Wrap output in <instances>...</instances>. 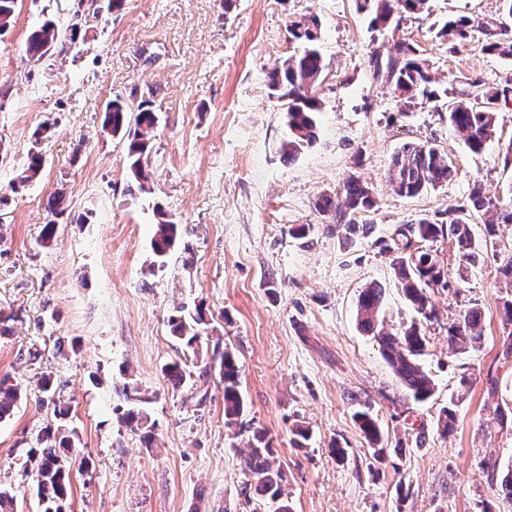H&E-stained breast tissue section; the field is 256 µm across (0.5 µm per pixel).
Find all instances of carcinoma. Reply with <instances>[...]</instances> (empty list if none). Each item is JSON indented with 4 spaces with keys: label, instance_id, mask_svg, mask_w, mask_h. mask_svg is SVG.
Here are the masks:
<instances>
[{
    "label": "carcinoma",
    "instance_id": "carcinoma-1",
    "mask_svg": "<svg viewBox=\"0 0 512 512\" xmlns=\"http://www.w3.org/2000/svg\"><path fill=\"white\" fill-rule=\"evenodd\" d=\"M119 0H79V6L94 18L105 11H112ZM361 8L373 7L372 24L375 28L399 26L404 14L422 12L427 9L428 0H359ZM17 0H0V35L6 33L14 21ZM475 21L461 17L448 22L443 31L457 39L467 38L468 31ZM321 23L317 16L308 15L292 19L288 24L289 41L296 50L288 57L278 61L268 72V87L273 97L284 101L283 111L290 136L283 143V156L294 158L300 150L311 145L317 136V116L321 112V100L318 89L324 80L327 65L319 49ZM77 36L73 28L59 29L53 20L46 21L33 32L27 42V52L33 58L42 59L56 45H65V41L75 42ZM481 50L488 54L512 57V42L497 37L494 32L486 34ZM374 73L385 78L393 88L399 103L408 107L419 98L435 101L440 98L432 89L433 78L425 60L418 50L410 44L397 45L396 52L382 57L375 52L370 58ZM512 89L508 86L485 87L474 85L468 98L452 101L446 106L448 124L458 140L471 152H481L486 142L494 135L498 105L508 102ZM157 118L147 105L141 101L135 103L121 99L108 103L105 112V124L112 129V135L127 137L125 142L129 170L145 190L149 176L146 170L147 154L151 132ZM44 157L40 152H31L27 163L18 177L17 184L25 185L40 173ZM455 175V166L450 155L429 142H406L391 157L388 169L389 181L394 191L403 197H416L424 191L439 187ZM341 200L323 195L316 202V210L325 216L329 223L348 233L361 230L368 232L370 225L358 223L357 217L371 213L375 206V197L361 177L350 174L339 193ZM474 212L496 215V220L484 224L482 237L477 239L471 228V214ZM512 224V206L504 205L483 195L480 189L472 191L469 204L448 212V222L436 224L422 218L414 224H407L396 230L397 239L387 248L394 254L393 270L405 300L418 318L409 325L391 332L385 329L379 317L382 310L383 290L370 285L359 294L357 318L360 327L377 339L384 358L394 368L405 392V400L424 402L435 391V381L419 361L425 347L422 322L434 317L429 307L427 292L431 288H446L444 266L431 251L414 246L416 242H433L446 234L454 240L459 264H476L480 249L495 245L496 225ZM179 240V225L169 220L157 224L152 248L159 259L167 257ZM205 324L203 309L195 313H185L184 308L175 310L169 317V325L174 338L192 348L199 342V328ZM484 335L483 314L479 306L474 305L461 313L448 324V348L456 354H464L480 348ZM220 372L224 378V415L228 421H234L244 411V402L239 392L238 367L231 351L219 353ZM164 372L173 387L178 388L191 379V372L180 362L175 361L164 367ZM122 394L132 403L121 414V421L134 431L141 432L145 445L153 442L148 416L137 404L143 402L137 386L126 384ZM21 398V388L0 381V421L11 416L14 406ZM364 437L371 443L380 441L381 434L375 419L370 414L368 404L354 414ZM76 431L64 424L49 427L39 439L40 447L30 450V458L37 462L38 492L45 504L44 512H63L62 503L70 490V467L63 459L60 449L72 447ZM272 453L266 442L265 434L253 432V442L246 460V467L252 475L251 482L240 488L239 495L246 504L252 506L251 512H267L269 502L278 503L274 512H290L288 502L282 499V471L269 462Z\"/></svg>",
    "mask_w": 512,
    "mask_h": 512
}]
</instances>
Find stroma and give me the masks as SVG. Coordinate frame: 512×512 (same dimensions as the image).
Segmentation results:
<instances>
[{
    "label": "stroma",
    "instance_id": "obj_1",
    "mask_svg": "<svg viewBox=\"0 0 512 512\" xmlns=\"http://www.w3.org/2000/svg\"><path fill=\"white\" fill-rule=\"evenodd\" d=\"M77 9V0H18L0 35V315L10 320L0 380L25 388L0 421V491L15 495V512H43L29 451L56 425L58 406L78 434L66 512H245L239 491L251 479L244 459L255 429L285 474L291 512H512L484 468L493 460L498 474L512 470V428L494 420L496 406L512 405V358L503 356L512 324L502 309L512 296L503 272L512 224L498 225L495 250L468 268L448 238L430 243L449 285L429 292L436 317L421 363L436 390L411 420L394 403L403 391L393 368L356 318L359 293L372 283L385 290L387 328L414 317L383 249L399 225L447 220L477 183L491 198L512 197V102L475 154L432 103L401 108L370 57L413 44L448 101L475 83L505 85L512 58L482 50L481 26L498 18L500 0H429L428 11L380 32L356 0H122L62 54L32 59L27 39L44 18L64 27ZM305 14L321 20L327 70L318 137L289 161L267 74L293 51L289 20ZM459 17L479 22L469 39L443 36ZM115 98L147 101L158 116L143 193L123 140L104 126ZM41 125L51 137L39 143ZM417 140L449 153L457 174L401 197L388 166ZM36 145L43 169L14 189ZM353 171L378 201L368 235L344 234L314 209ZM57 190L69 208L55 220L46 202ZM163 216L179 225L182 247L155 270L151 241ZM51 221L46 244L41 231ZM296 224L311 225L306 238L290 235ZM184 304L203 305L207 324L194 375L176 389L163 367L183 357L168 319ZM473 305L484 316L481 347L454 354L448 324ZM224 349L239 367L237 425L224 416V382L212 365ZM44 373L55 382L46 401L36 388ZM127 382L145 395L152 447L118 419ZM360 400L378 421L385 458L373 457L355 422ZM451 402L457 420L445 434L438 419ZM414 422L425 425L420 447ZM299 426L308 441L298 442Z\"/></svg>",
    "mask_w": 512,
    "mask_h": 512
}]
</instances>
